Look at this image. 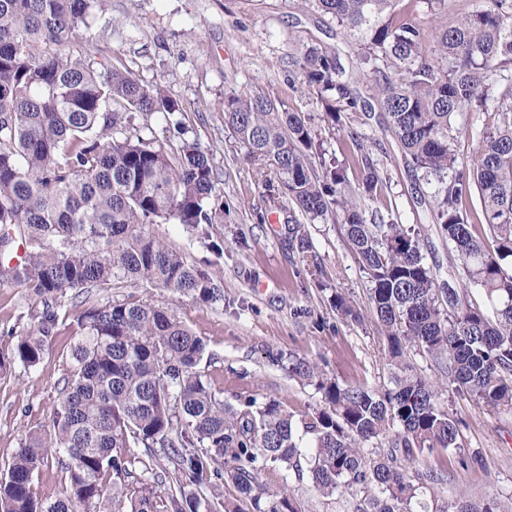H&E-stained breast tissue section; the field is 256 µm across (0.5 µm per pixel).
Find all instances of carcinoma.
Instances as JSON below:
<instances>
[{
    "mask_svg": "<svg viewBox=\"0 0 512 512\" xmlns=\"http://www.w3.org/2000/svg\"><path fill=\"white\" fill-rule=\"evenodd\" d=\"M104 0H0V239L15 232L21 263L0 271V288L39 298L36 328L9 361L44 360L62 298L138 281L203 303L223 300L214 277L149 231L181 224L198 235L224 223V196L210 154L184 139L179 99L129 70H98L69 44ZM357 45L351 70L310 45L295 61L300 88L325 104L332 122L363 111L351 86L362 78L401 150L414 188H428V218L451 246V277L482 292L478 301L428 266L424 240L392 219L369 224L361 202L383 179L360 135L352 162L325 158L305 116L262 94L224 97V123L269 191L288 200L289 245L308 246L305 225L340 223L371 283L369 299L387 340L392 387L341 386L318 364L288 357V373L314 384L321 405L295 418L283 402H224L197 366L203 340L166 306L122 300L72 316L76 340L49 425L29 430L0 468V512H298L286 491L261 481L270 465L332 496L372 485L360 512H506L494 498L461 495L430 506L431 473L412 477L397 456L457 447L461 420L404 355L412 344L448 372L457 389L493 410H512V0L482 6L438 31L399 9L400 0H304ZM494 105L497 124L471 159L458 152L455 117ZM163 116L183 137L170 151L124 123L125 113ZM355 165L359 180L347 169ZM478 198L494 247L468 221ZM337 315L360 320L334 294ZM390 439L377 457L364 448ZM57 457L60 495L39 481ZM172 468L163 483L160 458ZM232 485L238 496L226 498Z\"/></svg>",
    "mask_w": 512,
    "mask_h": 512,
    "instance_id": "cac0c4a2",
    "label": "carcinoma"
}]
</instances>
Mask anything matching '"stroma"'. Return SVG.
I'll use <instances>...</instances> for the list:
<instances>
[{
	"instance_id": "1",
	"label": "stroma",
	"mask_w": 512,
	"mask_h": 512,
	"mask_svg": "<svg viewBox=\"0 0 512 512\" xmlns=\"http://www.w3.org/2000/svg\"><path fill=\"white\" fill-rule=\"evenodd\" d=\"M339 53L350 63L353 40L327 17L303 10L299 0H105L70 46L95 67L132 71L146 83H162L182 103L177 137L162 116L133 113L141 134L168 146L197 141L211 155L224 196V221L207 225L199 236L180 224H155L151 230L187 261L217 276L224 299L202 303L131 282L124 288H96L91 303L151 299L167 304L207 345L198 369L228 402L251 396L278 399L295 414L320 404L316 389L288 375L287 364L269 361L268 351L303 357L325 367L342 386H389L392 365L387 341L373 313L370 284L343 226L308 225L309 247H289L285 233L287 204L273 205L244 160V150L224 123L227 93H264L285 108L302 113L316 140L336 153L352 151L349 131L365 144L380 141L374 159L386 184L384 195L364 200L366 218L388 214L422 231L428 264L448 268L452 255L418 203L398 149L380 118L344 119L328 125L324 109L310 94L295 92L294 64L307 45ZM357 304L360 323L337 319L330 304L335 289ZM75 301L64 298L57 332L44 361L26 369L13 365L0 374V466L15 454L26 432L48 425L63 364L74 342L67 319ZM42 305L25 289L0 288V353L10 354L18 336L36 327ZM406 358L439 389L450 414L462 420L458 445L400 460L409 474L434 472L439 502L459 494L475 502L497 498L512 504V411L495 412L456 391L422 350L407 347ZM262 480L287 489L299 512H356L362 491L321 495L310 479H298L268 467Z\"/></svg>"
}]
</instances>
